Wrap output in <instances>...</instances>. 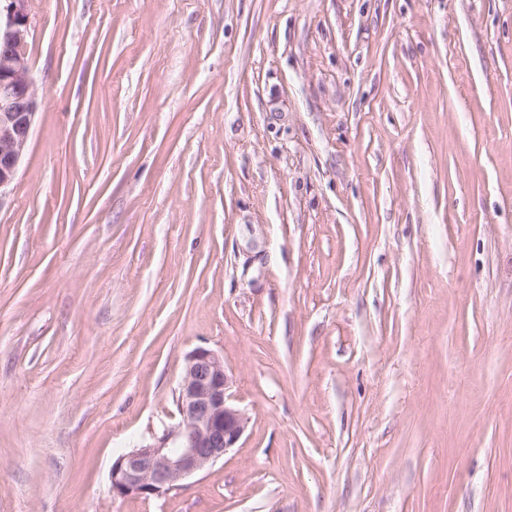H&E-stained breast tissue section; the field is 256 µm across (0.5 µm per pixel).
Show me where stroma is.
I'll return each mask as SVG.
<instances>
[{"label":"stroma","instance_id":"1","mask_svg":"<svg viewBox=\"0 0 512 512\" xmlns=\"http://www.w3.org/2000/svg\"><path fill=\"white\" fill-rule=\"evenodd\" d=\"M0 512H512V0H31ZM247 429L160 496L187 354Z\"/></svg>","mask_w":512,"mask_h":512}]
</instances>
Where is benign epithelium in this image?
I'll return each instance as SVG.
<instances>
[{"instance_id": "7a95c632", "label": "benign epithelium", "mask_w": 512, "mask_h": 512, "mask_svg": "<svg viewBox=\"0 0 512 512\" xmlns=\"http://www.w3.org/2000/svg\"><path fill=\"white\" fill-rule=\"evenodd\" d=\"M30 0H0V192L15 180L38 106L28 39ZM224 359L197 347L187 356L178 388L181 421L153 445L112 463V495L161 496L224 457L246 430L247 418L230 401Z\"/></svg>"}]
</instances>
